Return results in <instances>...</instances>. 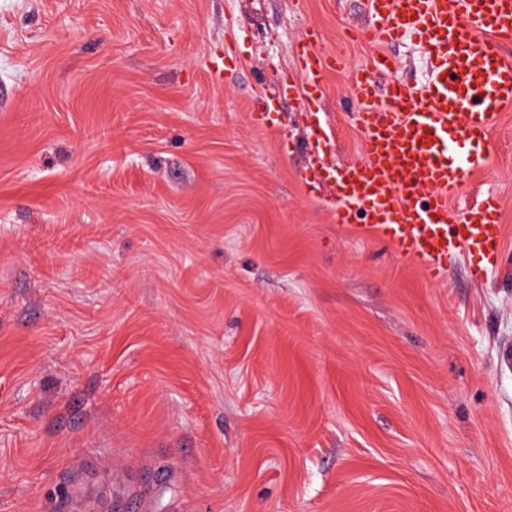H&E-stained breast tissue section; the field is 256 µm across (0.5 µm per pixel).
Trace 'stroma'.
<instances>
[{"label": "stroma", "instance_id": "35a3bbf8", "mask_svg": "<svg viewBox=\"0 0 512 512\" xmlns=\"http://www.w3.org/2000/svg\"><path fill=\"white\" fill-rule=\"evenodd\" d=\"M364 0H0V512H512V106L452 205L503 254L428 279L306 194L301 55ZM223 72H215L216 61Z\"/></svg>", "mask_w": 512, "mask_h": 512}]
</instances>
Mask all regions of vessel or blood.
<instances>
[{
    "label": "vessel or blood",
    "instance_id": "1",
    "mask_svg": "<svg viewBox=\"0 0 512 512\" xmlns=\"http://www.w3.org/2000/svg\"><path fill=\"white\" fill-rule=\"evenodd\" d=\"M367 6V35L391 42L415 37L428 49L432 73L421 89L391 78L380 88L373 72L390 76L394 62L379 56L356 75L366 104L358 115L364 149L338 174L336 220L362 223L432 278L450 254L466 249L478 255L472 273L482 277L502 256L497 206L488 197L462 217L450 200L489 166L485 143L501 110L512 105V56L501 50L512 43V0H367ZM330 68L323 57L302 56L299 96L314 117L318 145L330 137L318 117Z\"/></svg>",
    "mask_w": 512,
    "mask_h": 512
}]
</instances>
